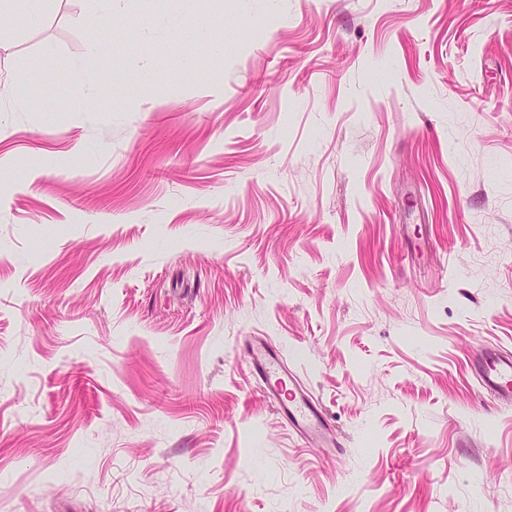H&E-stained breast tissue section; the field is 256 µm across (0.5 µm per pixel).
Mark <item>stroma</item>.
<instances>
[{
	"instance_id": "stroma-1",
	"label": "stroma",
	"mask_w": 512,
	"mask_h": 512,
	"mask_svg": "<svg viewBox=\"0 0 512 512\" xmlns=\"http://www.w3.org/2000/svg\"><path fill=\"white\" fill-rule=\"evenodd\" d=\"M86 13L0 23V512H512V0ZM95 4L89 17L90 29L106 32L112 26V0H90ZM473 367L486 390L502 399H511L512 355H504L493 350L484 351L476 359ZM283 367L282 361L272 355L257 358L253 363L255 375L269 384L268 398L288 425L304 437L323 434L327 422L320 407L303 391L293 375L282 370ZM272 378H275L273 386L270 385Z\"/></svg>"
}]
</instances>
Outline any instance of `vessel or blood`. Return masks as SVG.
Returning a JSON list of instances; mask_svg holds the SVG:
<instances>
[{
  "mask_svg": "<svg viewBox=\"0 0 512 512\" xmlns=\"http://www.w3.org/2000/svg\"><path fill=\"white\" fill-rule=\"evenodd\" d=\"M484 388L501 398L512 397V355L488 350L474 363ZM253 371L263 382L269 383L270 399L283 414L289 426L301 436L320 435L327 422L320 407L306 394L293 375L283 369L281 360L274 356L256 359Z\"/></svg>",
  "mask_w": 512,
  "mask_h": 512,
  "instance_id": "obj_1",
  "label": "vessel or blood"
}]
</instances>
